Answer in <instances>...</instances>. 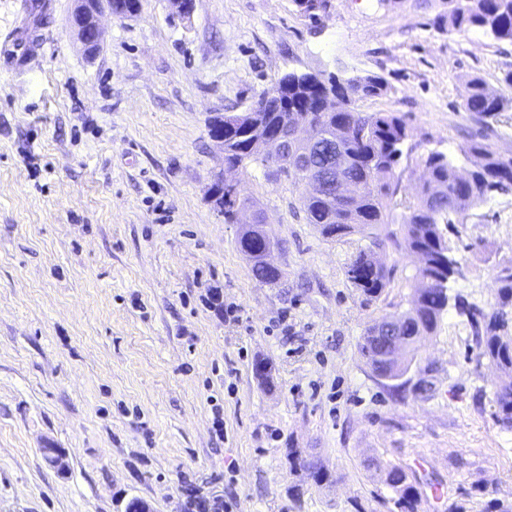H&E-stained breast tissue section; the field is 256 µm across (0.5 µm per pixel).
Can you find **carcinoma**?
I'll return each instance as SVG.
<instances>
[{
	"label": "carcinoma",
	"mask_w": 512,
	"mask_h": 512,
	"mask_svg": "<svg viewBox=\"0 0 512 512\" xmlns=\"http://www.w3.org/2000/svg\"><path fill=\"white\" fill-rule=\"evenodd\" d=\"M446 9L433 19V26L448 32L465 33L481 30L497 41L512 42V0H446ZM278 85L262 93L256 100L260 105L258 118L273 129L287 127L293 120V111H302V117L320 135L306 154L305 163L319 180L336 176L329 159L331 153L342 151L347 159L343 177L349 195L344 201L333 202L327 195L303 194L302 209L308 223L319 226L328 239H341L360 233L369 239V246L354 252L346 266V276L357 289L362 301L370 303L383 296L391 285V270L382 262L373 261L371 254L390 249L408 253L422 251L427 260L413 276L411 307L394 313L389 324L378 320L368 325L361 336L359 349L372 371L385 379H397L408 369L405 360L394 361L390 347L381 337L388 327H394L401 337L399 349L415 354L417 341L435 333L448 306L464 315L461 297L451 296L443 287L457 273V261L443 239L439 225L451 223V217L461 216L467 210L486 202L492 196L487 190L491 182H512V157L499 154L485 142L474 141L460 148L464 157L477 156L481 163L470 174L458 170L455 160L440 150H431L422 158L424 174L415 187L413 201L394 218L391 202L396 196L402 173L397 171L408 137L407 124L397 112L367 113L356 105L359 98L376 96L386 90L380 76L361 79H341L330 75L302 79L288 86V100L273 97ZM461 106L478 117L494 118L512 111V96L488 88L479 76L469 77L461 92ZM252 162L271 166L266 154L252 148V140L236 129L224 134V163L246 167ZM214 205L224 214V223H236L237 214L250 207L249 198L241 195L237 207H228L216 200ZM255 226L245 228L239 238L242 252L251 262L254 277L265 284H275L262 253L264 218H253ZM398 223L401 234L381 235L382 224ZM497 301L488 311L467 315L475 329V340L480 356L488 359L501 373L494 392L497 407L496 420L506 430L512 429V322L504 324L498 311L512 308V267L498 276ZM385 484L396 494L395 507L399 512H419L421 498L409 473L399 466L380 468Z\"/></svg>",
	"instance_id": "carcinoma-1"
}]
</instances>
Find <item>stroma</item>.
I'll list each match as a JSON object with an SVG mask.
<instances>
[{
    "label": "stroma",
    "instance_id": "35a3bbf8",
    "mask_svg": "<svg viewBox=\"0 0 512 512\" xmlns=\"http://www.w3.org/2000/svg\"><path fill=\"white\" fill-rule=\"evenodd\" d=\"M20 2L0 0V35L22 28L27 46L0 55V512H122L132 497L185 512L189 484L224 512H396L380 463L442 483L420 512H512L500 377L466 317L445 312L394 382L358 348L409 307L418 257L388 252L391 286L363 304L345 263L366 238L323 237L302 185L259 163L226 172L208 135L285 73L379 75L386 91L358 106L404 115L405 200L430 150L462 171L473 140L512 156V112L483 123L460 106L469 76L504 89L512 44L435 29L440 0H329L315 22L294 0H195L188 21L142 0L137 19L102 15L90 58L73 0ZM222 173L281 244L277 284L254 278L209 198ZM440 230L452 293L487 307L512 266V196Z\"/></svg>",
    "mask_w": 512,
    "mask_h": 512
}]
</instances>
